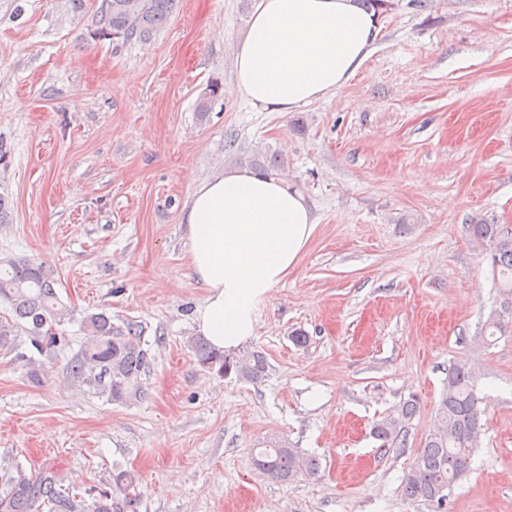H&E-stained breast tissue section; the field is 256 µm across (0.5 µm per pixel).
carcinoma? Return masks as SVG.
<instances>
[{"label":"carcinoma","instance_id":"1","mask_svg":"<svg viewBox=\"0 0 512 512\" xmlns=\"http://www.w3.org/2000/svg\"><path fill=\"white\" fill-rule=\"evenodd\" d=\"M177 0H104L96 34L100 37L146 39L166 27ZM264 175L281 169L278 155L255 152L243 159ZM473 240L482 248L500 297L499 309L488 323L490 335L512 328V225L479 219L470 225ZM54 270L27 259H0V300L12 316L0 318V349L13 347L24 332L40 355L49 356L66 344L62 326L72 320V310L55 289ZM85 340L70 359L67 371L73 381L116 404L145 398L143 376L149 364V341L142 325L127 321L112 323L106 312H88L81 319ZM198 365L220 377L230 375L243 383L257 384L265 379V355L248 348L218 350L202 337L191 340ZM479 368L459 360L448 370V380L435 411L436 429L417 453L405 475L402 495L409 501H423L433 512H445L448 490L470 470L474 449L483 434L485 397L479 395ZM417 402H404L399 416L386 417L372 429L383 448H404L402 420L412 417ZM257 470L275 481H288L318 473L319 460L299 448L274 444L255 452ZM142 498L138 480L121 471L108 488L81 489L65 484L64 476L53 467L27 474L17 462L0 459V512H138Z\"/></svg>","mask_w":512,"mask_h":512}]
</instances>
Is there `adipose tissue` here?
I'll return each instance as SVG.
<instances>
[{
    "instance_id": "ef3b65f1",
    "label": "adipose tissue",
    "mask_w": 512,
    "mask_h": 512,
    "mask_svg": "<svg viewBox=\"0 0 512 512\" xmlns=\"http://www.w3.org/2000/svg\"><path fill=\"white\" fill-rule=\"evenodd\" d=\"M378 14L357 0H258L235 56L254 106L291 112L336 94L372 52ZM198 332L220 349L256 333L255 306L296 268L316 222L283 179L234 168L197 186L183 215Z\"/></svg>"
}]
</instances>
